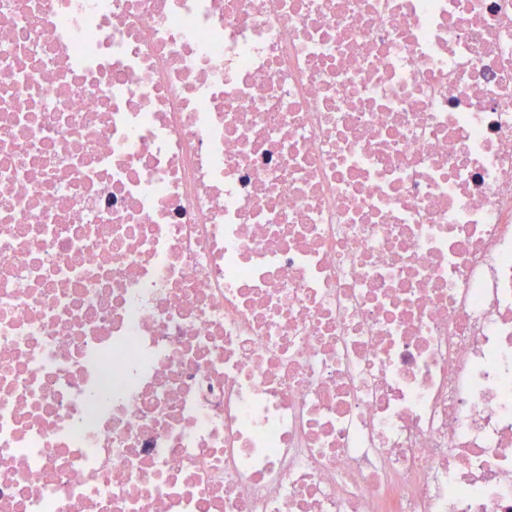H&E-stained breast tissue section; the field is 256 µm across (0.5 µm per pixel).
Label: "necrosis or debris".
<instances>
[{"mask_svg":"<svg viewBox=\"0 0 512 512\" xmlns=\"http://www.w3.org/2000/svg\"><path fill=\"white\" fill-rule=\"evenodd\" d=\"M0 512H512V0H0Z\"/></svg>","mask_w":512,"mask_h":512,"instance_id":"1","label":"necrosis or debris"}]
</instances>
